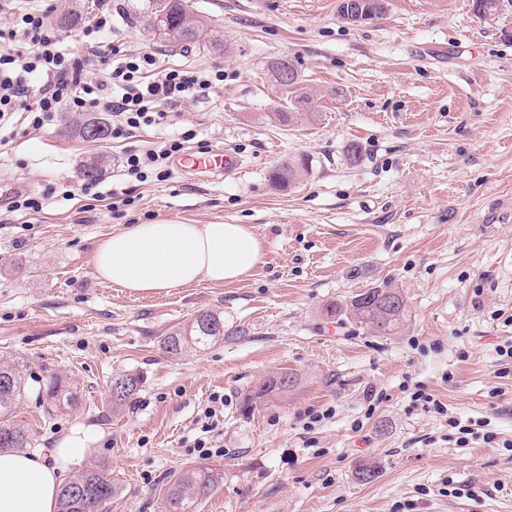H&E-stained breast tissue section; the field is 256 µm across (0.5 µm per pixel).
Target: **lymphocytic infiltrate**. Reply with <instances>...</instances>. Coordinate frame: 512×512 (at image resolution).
<instances>
[{
    "mask_svg": "<svg viewBox=\"0 0 512 512\" xmlns=\"http://www.w3.org/2000/svg\"><path fill=\"white\" fill-rule=\"evenodd\" d=\"M0 13L12 17L7 31H0V123L23 112L29 127L38 130L66 106L74 112L111 113L113 138L126 139L165 123L170 110L208 94L224 79L220 69L202 74L165 68L154 51L109 46L112 11L102 5L74 31L78 48L72 52L62 51L51 10L39 0H0ZM97 63L105 74L99 81L90 76ZM190 139L186 133L125 152L120 170L140 183L166 180L170 159Z\"/></svg>",
    "mask_w": 512,
    "mask_h": 512,
    "instance_id": "f902f5d3",
    "label": "lymphocytic infiltrate"
}]
</instances>
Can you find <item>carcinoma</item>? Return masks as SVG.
I'll return each instance as SVG.
<instances>
[{
    "label": "carcinoma",
    "instance_id": "cac0c4a2",
    "mask_svg": "<svg viewBox=\"0 0 512 512\" xmlns=\"http://www.w3.org/2000/svg\"><path fill=\"white\" fill-rule=\"evenodd\" d=\"M164 14L168 19L167 39L182 48H217L218 43L208 33L202 16L195 12L193 0H152L151 15ZM269 72L289 98L288 111L277 113L281 122L310 120L314 113L307 111L310 97L299 92V71L288 58H278L269 65ZM309 174V159L285 158L269 174L270 183L278 189L290 188ZM408 313L407 300L391 288H370L345 302L326 304L323 315L339 321H354L377 335H391L404 324ZM249 330L243 325L228 327L224 316L203 311L187 324L168 332L162 339V350L171 358L190 351L202 350L215 340L245 337ZM30 366L22 361H0V450H22L33 444L31 433L17 420L20 405L30 395L52 416L60 408L78 407V393L58 374L35 378L38 387L28 384ZM125 391L110 396L108 411L119 414L133 403L142 379L133 374L120 375ZM301 384V374L294 370L268 375L249 394L245 408L267 397L284 399ZM224 484V470L210 464L187 468L171 481L161 497V512H197V509ZM121 494L120 487L101 467L88 468L64 486L58 500V512H101L103 505Z\"/></svg>",
    "mask_w": 512,
    "mask_h": 512
}]
</instances>
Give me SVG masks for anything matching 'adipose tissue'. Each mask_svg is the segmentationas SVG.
Listing matches in <instances>:
<instances>
[{
	"mask_svg": "<svg viewBox=\"0 0 512 512\" xmlns=\"http://www.w3.org/2000/svg\"><path fill=\"white\" fill-rule=\"evenodd\" d=\"M263 257L264 243L250 225L161 218L113 231L96 246L92 265L112 285L161 293L239 281ZM94 437L93 427L81 424L47 453H1L0 512H56L71 464Z\"/></svg>",
	"mask_w": 512,
	"mask_h": 512,
	"instance_id": "obj_1",
	"label": "adipose tissue"
}]
</instances>
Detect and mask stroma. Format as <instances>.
<instances>
[{
	"label": "stroma",
	"instance_id": "35a3bbf8",
	"mask_svg": "<svg viewBox=\"0 0 512 512\" xmlns=\"http://www.w3.org/2000/svg\"><path fill=\"white\" fill-rule=\"evenodd\" d=\"M337 5L195 0L222 46L185 52L155 37L149 0H112V42L156 50L166 67L223 68V83L128 139L65 135L56 118L30 131L13 118L0 181L45 201L25 219L0 204V357L61 374L79 393L78 408L52 419L32 400L18 418L40 449L77 425L97 428L69 475L105 466L124 489L107 512H159L174 474L207 461L223 466L224 484L200 512H512V364L498 354L512 341V6L486 20L473 0H387L383 17L350 26ZM282 56L314 120L278 121L287 103L268 65ZM185 131L190 148L235 151L240 169L175 170L132 184L124 215L84 210L82 164ZM353 142L356 165L345 157ZM300 156L310 174L272 187V169ZM161 217L252 225L263 261L234 283L159 295L97 276L98 242ZM370 288L405 296L397 334L322 317L324 304ZM205 310L249 336L164 354L162 336ZM284 369L301 373L300 390L245 409ZM119 373L142 385L109 416ZM420 389L445 414L414 407ZM214 395L224 398L211 434L219 455L192 445ZM363 463L377 466L367 483L355 477Z\"/></svg>",
	"mask_w": 512,
	"mask_h": 512
}]
</instances>
